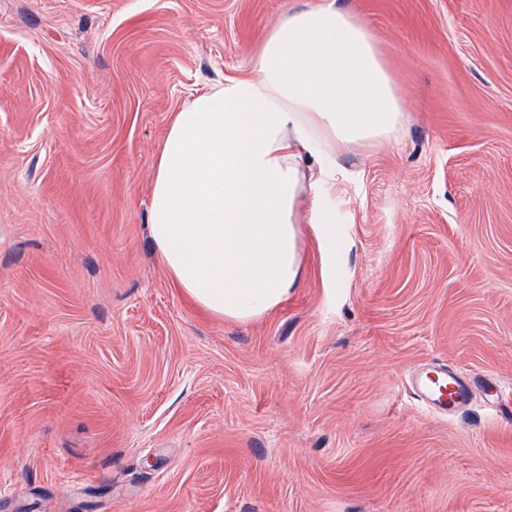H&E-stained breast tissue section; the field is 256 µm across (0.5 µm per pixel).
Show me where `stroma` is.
I'll return each mask as SVG.
<instances>
[{
	"label": "stroma",
	"instance_id": "1",
	"mask_svg": "<svg viewBox=\"0 0 512 512\" xmlns=\"http://www.w3.org/2000/svg\"><path fill=\"white\" fill-rule=\"evenodd\" d=\"M306 0H0V512H512V0H344L407 110L337 157L336 266L206 315L145 227L172 115ZM477 380L469 374L446 366L417 368L408 375L413 397L427 410L451 415L472 400Z\"/></svg>",
	"mask_w": 512,
	"mask_h": 512
}]
</instances>
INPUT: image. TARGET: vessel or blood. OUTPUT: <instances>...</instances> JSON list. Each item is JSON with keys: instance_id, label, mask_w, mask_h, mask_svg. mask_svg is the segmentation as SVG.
Instances as JSON below:
<instances>
[{"instance_id": "vessel-or-blood-1", "label": "vessel or blood", "mask_w": 512, "mask_h": 512, "mask_svg": "<svg viewBox=\"0 0 512 512\" xmlns=\"http://www.w3.org/2000/svg\"><path fill=\"white\" fill-rule=\"evenodd\" d=\"M477 385L471 375L444 366L418 368L408 375L413 397L427 410L442 415L465 408Z\"/></svg>"}]
</instances>
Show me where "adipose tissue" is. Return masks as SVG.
I'll list each match as a JSON object with an SVG mask.
<instances>
[{"instance_id":"1","label":"adipose tissue","mask_w":512,"mask_h":512,"mask_svg":"<svg viewBox=\"0 0 512 512\" xmlns=\"http://www.w3.org/2000/svg\"><path fill=\"white\" fill-rule=\"evenodd\" d=\"M253 67L174 114L147 216L181 292L234 322L260 319L300 287L305 230L335 249L337 154L388 142L406 121L376 39L338 0L288 7Z\"/></svg>"}]
</instances>
